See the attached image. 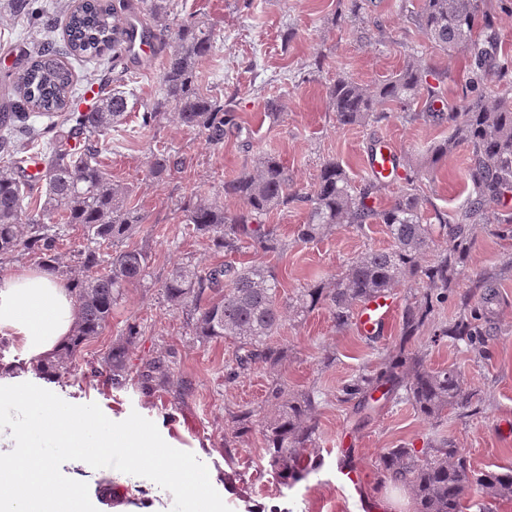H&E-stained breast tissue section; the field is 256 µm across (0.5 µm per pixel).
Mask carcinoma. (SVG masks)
I'll list each match as a JSON object with an SVG mask.
<instances>
[{"mask_svg": "<svg viewBox=\"0 0 512 512\" xmlns=\"http://www.w3.org/2000/svg\"><path fill=\"white\" fill-rule=\"evenodd\" d=\"M142 2L154 21L145 32L156 51L164 54L165 66L161 96L138 113L140 127L154 129L172 109L181 125L213 142L240 130L231 103L202 93L196 84L198 62L213 49L212 25L196 15L179 22L170 20L173 0ZM7 4L10 11L26 17L32 28L52 27V12L44 0H7ZM480 4L481 0H422L418 9L408 11L410 23L440 50L461 49L469 55L468 95L463 105L446 112L434 109L433 104L443 96L445 77L437 78L435 85L429 83L427 71L417 60L407 61L372 88L339 76L328 90L341 126L385 120L387 113L377 107L388 103L400 109L403 119L423 117L448 127V137L432 146L429 163H439L460 145L468 148L469 191L454 211L428 214V199L421 193L416 170L405 177L388 206L378 208L371 201L382 184L369 180L353 185L334 158L322 163L314 189L300 193L291 187L288 168L268 154L224 182L222 194L239 203L236 210L228 211L224 204L195 191L180 201L187 231L208 239L216 250L230 256L252 248L283 258L288 240L276 225L263 223V216L290 205L307 209L306 221L294 232L296 242L321 239L343 224L357 230L367 224H382L392 239V247L361 253L340 275L301 288L286 302L280 297L277 268L264 262L243 267L228 262L209 268L189 259L174 264L162 281V297L185 315L198 339L230 338L237 343L227 379L239 377L256 364L271 370L281 365L285 353L270 344V337L280 328L285 304L297 316L323 306L336 327L344 328L356 307L414 278L421 289L404 307L402 335L415 336L466 276L475 226L492 224L497 236L512 238V211L499 208L512 189V91L489 97L485 90L488 73L497 71L505 76L509 65L498 55L492 21ZM130 9V0H80L67 16L68 54L93 59L112 52V82L123 83L128 68L122 61L131 51L134 36L123 17ZM72 93L71 70L46 42L9 79L7 102L0 113V260L26 252L41 268L57 272L63 227L81 226L86 239L76 254L81 275L69 283L78 309L73 334L54 359L30 362L33 371L51 378L76 367L81 348L103 333L124 289L146 279L151 260L144 247L132 242L146 216L131 203L132 190L112 183L99 160L101 137L127 117L125 92L102 85L96 105L87 112L72 109ZM423 97L427 111L418 112L413 106ZM61 113L63 121H53ZM29 117L51 119L47 129L52 133L51 150L43 155L44 199L33 210L26 202L33 189V180L26 173L27 157L9 137L17 123ZM78 137L83 138V146H69V140ZM175 166L172 155L161 148L152 155L150 173L162 180ZM436 231L448 237V248L422 266L419 259L434 250ZM473 285L480 290L481 303L493 302L494 277L480 274ZM485 322V313L471 308L451 326L439 329L435 340L449 337L481 355L487 335ZM139 335V325L127 324L112 347L96 359L91 372L105 377L113 389L132 383L147 396L168 390L174 381L160 357L142 363L136 378H131L127 351ZM379 390L383 398L406 401L426 418H438L468 403L455 370L433 368L423 356L402 347L388 354L380 370L362 372L344 384L341 401L354 402L359 413ZM267 399L277 405L273 416L261 419L255 410L245 408L235 418L246 431L261 428L263 454L271 470L282 484L295 483L319 468L304 456V448L316 434L318 401L312 392L290 398L286 388L277 383L268 390ZM378 471L381 485L408 491L412 512H466L472 507L490 512L489 502L512 498V467L476 471L450 439L420 451L407 446L386 448L379 457Z\"/></svg>", "mask_w": 512, "mask_h": 512, "instance_id": "1", "label": "carcinoma"}]
</instances>
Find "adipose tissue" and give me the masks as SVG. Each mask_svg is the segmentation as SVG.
<instances>
[{
    "label": "adipose tissue",
    "mask_w": 512,
    "mask_h": 512,
    "mask_svg": "<svg viewBox=\"0 0 512 512\" xmlns=\"http://www.w3.org/2000/svg\"><path fill=\"white\" fill-rule=\"evenodd\" d=\"M77 306L64 280L42 269H22L0 278V336L15 339L27 359L48 360L71 337ZM15 444L9 459L0 458V503L7 512H87L85 485L94 463L77 457L70 471L59 472L38 448L24 441L21 433L0 434V445ZM125 460L116 475L119 486L152 498L155 489L148 470L170 469L171 481L184 489H195L196 477L184 465H170L152 441L126 432L108 442Z\"/></svg>",
    "instance_id": "ef3b65f1"
}]
</instances>
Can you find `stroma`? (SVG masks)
Returning a JSON list of instances; mask_svg holds the SVG:
<instances>
[{"label": "stroma", "mask_w": 512, "mask_h": 512, "mask_svg": "<svg viewBox=\"0 0 512 512\" xmlns=\"http://www.w3.org/2000/svg\"><path fill=\"white\" fill-rule=\"evenodd\" d=\"M420 0H175V11L208 19L216 33L214 48L197 69L203 91L232 100L240 132L225 134L211 144L196 131L168 117L154 130L140 129L137 114L161 93L164 59L159 54L140 55L128 62L133 76L129 115L123 125L104 137L100 160L114 183L133 189L132 200L147 220L135 236L151 253L146 280L126 288L112 310L104 332L81 350L78 370L45 383L33 372L18 370L25 356L11 343L0 360L10 364L0 377V430L11 432L27 409L14 401L12 390L45 392L51 411L75 414L85 420L84 443L93 447L110 433L132 431L153 440L167 459L189 461L204 492L187 497L176 487L158 492V512H254L260 504L278 506L281 512H362L361 499H373L382 512H410L407 491L378 484L377 461L386 448L403 444L421 449L440 438L453 439L474 470L512 466V239L478 226L467 269L457 293L437 310L430 325L412 337L407 347L425 354L434 368L455 370L471 405L442 418L428 420L405 402L380 400L367 418L358 419L353 406L341 402L342 383L362 372L378 369L387 352L401 339L400 311L416 291L405 280L391 293L397 311L387 328L365 336L356 325L336 328L328 309L317 307L304 317L286 315L272 341L285 352V360L271 370L258 364L238 379L226 380V367L236 345L228 339L202 342L193 335L180 312L171 310L160 293V281L172 265L190 258L201 267L224 262L201 238L184 233L178 205L198 190L217 198L225 180L236 177L245 162L272 153L287 165L295 190L310 192L322 162L333 158L346 169L353 184L373 178V153L383 145L394 152L395 169L382 176L384 185L377 205H385L398 192L410 163L421 164V188L441 211L454 209L464 196L469 151L457 149L436 165L427 162V150L448 135L447 128L419 120L405 122L398 115L365 126L342 127L328 97L337 77L346 76L374 85L403 67L409 57L424 67L446 74L444 106L465 100V56L433 47L428 36L411 26L408 9ZM40 35L23 16L0 9V81L17 72L29 58ZM78 91L73 109L87 110L92 96L85 87L101 85L112 75L110 57L69 60ZM278 105L277 116L266 114L267 101ZM166 146L178 163L164 180L149 173L155 146ZM305 207L276 210L266 217L289 238L288 252L278 262L282 297L322 277L340 274L349 261L368 249H385L391 240L384 225L364 229L339 227L331 235L310 243L292 242L296 225L304 223ZM496 278L497 299L490 307L492 334L489 357H479L449 340L433 341L435 329L448 326L459 311V295L467 291L470 276ZM139 324L141 333L130 346L128 367L137 371L142 362L165 355L172 360L174 378L192 383V391L177 399L173 393L144 396L111 389L92 376L89 363L107 351L127 323ZM284 383L289 394L308 390L318 394L314 417L317 432L306 454L319 462L306 479L286 486L273 479L263 454L259 430L238 433L233 412L247 406L260 416L276 408L266 400L273 382ZM353 451L361 487L353 491L336 480L346 453ZM101 477L87 487L92 512H138L141 500L114 494L112 471L124 465L121 455L99 453ZM233 494H225L226 483Z\"/></svg>", "instance_id": "1"}]
</instances>
